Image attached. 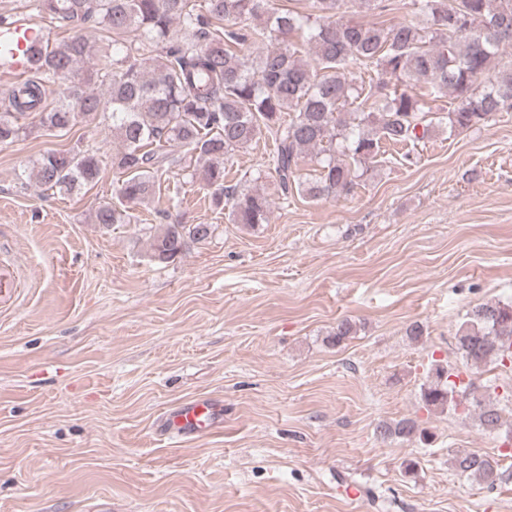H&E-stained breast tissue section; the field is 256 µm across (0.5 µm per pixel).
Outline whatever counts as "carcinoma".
Segmentation results:
<instances>
[{"instance_id":"carcinoma-1","label":"carcinoma","mask_w":512,"mask_h":512,"mask_svg":"<svg viewBox=\"0 0 512 512\" xmlns=\"http://www.w3.org/2000/svg\"><path fill=\"white\" fill-rule=\"evenodd\" d=\"M421 21L386 26L359 21L358 9L383 12L385 0H308L302 11L282 12L268 0H29L34 15L69 36L33 54L32 75L16 84L0 106V142L38 125L64 132L81 122H107L119 139L112 168L124 175L120 204L104 202L94 214L105 229L129 224L132 207L155 198L158 172L180 162L176 148L196 154L197 175L213 188V202L229 203V220L254 227L269 221L271 200L257 187L224 185V163L261 136L274 143L273 171L281 195L296 189L310 199H347L376 163L381 144L417 142L440 127L449 132L487 124L512 108V0H408ZM109 34L108 62L87 67L93 45L83 31ZM299 34L306 50L290 42ZM257 48L246 55L245 48ZM353 65L368 75L348 76ZM423 83L430 100L408 90ZM57 85L66 95L45 106ZM450 97L457 106L434 119L429 102ZM312 156L318 175L295 182ZM93 150L53 152L36 165L46 191L70 194L97 182ZM210 224H161L147 243L158 263L181 257L188 242H203ZM355 333L348 318L336 322L328 344ZM464 364L479 369L512 362V302L474 306L459 330ZM435 361L421 387L428 408L458 406L456 393L479 426L497 434L507 422L490 395L452 380ZM380 438H428L413 419L377 427ZM459 476L492 490L512 480V469L476 451L454 455Z\"/></svg>"}]
</instances>
